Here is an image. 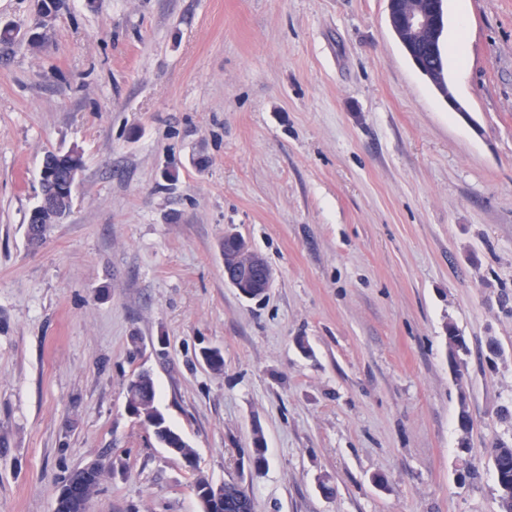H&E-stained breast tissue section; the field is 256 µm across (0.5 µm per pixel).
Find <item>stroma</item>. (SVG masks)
I'll return each mask as SVG.
<instances>
[{
	"instance_id": "obj_1",
	"label": "stroma",
	"mask_w": 512,
	"mask_h": 512,
	"mask_svg": "<svg viewBox=\"0 0 512 512\" xmlns=\"http://www.w3.org/2000/svg\"><path fill=\"white\" fill-rule=\"evenodd\" d=\"M447 16L456 110L388 0H63L36 45L33 0H0V512H52L94 458L89 512H199L196 479L240 477L257 430L254 512H500L512 0ZM50 150L83 168L33 244ZM228 231L271 268L264 299L225 282ZM144 369L195 467L129 414Z\"/></svg>"
}]
</instances>
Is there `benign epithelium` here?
<instances>
[{
	"mask_svg": "<svg viewBox=\"0 0 512 512\" xmlns=\"http://www.w3.org/2000/svg\"><path fill=\"white\" fill-rule=\"evenodd\" d=\"M390 27L405 50L428 41H442L445 29L444 0H388ZM82 163L71 161L65 178L56 176L54 166L41 168L40 200L32 212L30 223L46 224L59 193L73 197ZM240 266L224 269L225 280L245 299H252L251 288L266 294L271 287L272 273L264 259L252 250L242 251ZM103 476L101 461L92 460L74 470L54 500L53 512H85L90 491Z\"/></svg>",
	"mask_w": 512,
	"mask_h": 512,
	"instance_id": "benign-epithelium-1",
	"label": "benign epithelium"
}]
</instances>
